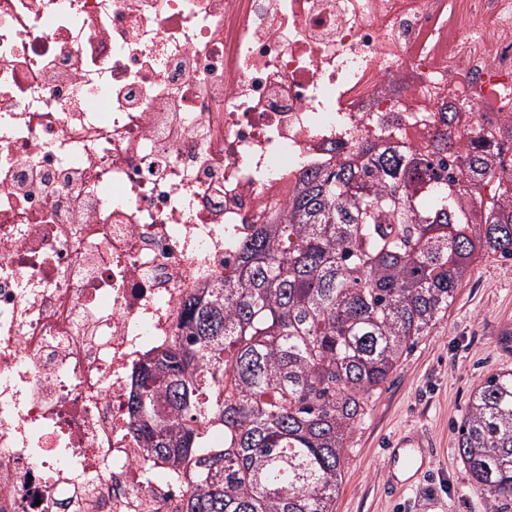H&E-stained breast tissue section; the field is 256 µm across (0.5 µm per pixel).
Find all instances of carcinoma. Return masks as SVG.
<instances>
[{"mask_svg":"<svg viewBox=\"0 0 512 512\" xmlns=\"http://www.w3.org/2000/svg\"><path fill=\"white\" fill-rule=\"evenodd\" d=\"M441 122L433 149L362 143L296 189L184 300L180 341L142 365L129 413L149 456L192 472L183 512H335L350 440L470 268L512 259L501 142ZM224 429L209 448L202 427ZM459 458L512 501V370L471 393Z\"/></svg>","mask_w":512,"mask_h":512,"instance_id":"1","label":"carcinoma"}]
</instances>
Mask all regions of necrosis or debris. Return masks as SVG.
Listing matches in <instances>:
<instances>
[{
  "instance_id": "1",
  "label": "necrosis or debris",
  "mask_w": 512,
  "mask_h": 512,
  "mask_svg": "<svg viewBox=\"0 0 512 512\" xmlns=\"http://www.w3.org/2000/svg\"><path fill=\"white\" fill-rule=\"evenodd\" d=\"M512 128V0H0V512H181L129 397L379 124Z\"/></svg>"
}]
</instances>
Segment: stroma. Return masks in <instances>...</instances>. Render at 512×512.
<instances>
[{"label": "stroma", "mask_w": 512, "mask_h": 512, "mask_svg": "<svg viewBox=\"0 0 512 512\" xmlns=\"http://www.w3.org/2000/svg\"><path fill=\"white\" fill-rule=\"evenodd\" d=\"M512 369V260L476 262L447 316L405 356L355 429L336 512H494L464 469L457 427L476 386ZM424 442L423 471L410 487L385 491L390 448Z\"/></svg>", "instance_id": "stroma-1"}]
</instances>
